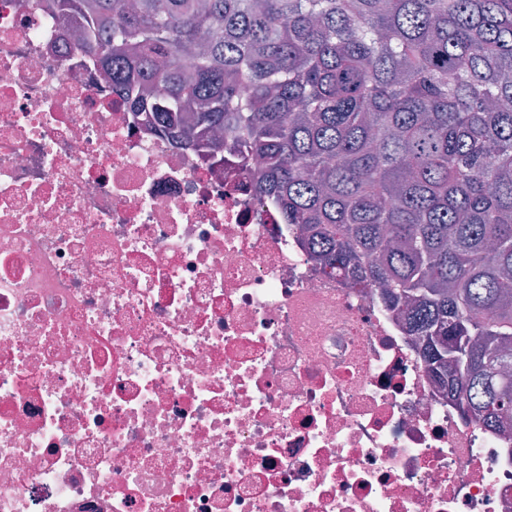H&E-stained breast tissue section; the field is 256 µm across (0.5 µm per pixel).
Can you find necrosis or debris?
<instances>
[{
	"label": "necrosis or debris",
	"mask_w": 512,
	"mask_h": 512,
	"mask_svg": "<svg viewBox=\"0 0 512 512\" xmlns=\"http://www.w3.org/2000/svg\"><path fill=\"white\" fill-rule=\"evenodd\" d=\"M52 2L0 0V512H512V421Z\"/></svg>",
	"instance_id": "obj_1"
}]
</instances>
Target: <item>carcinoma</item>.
Masks as SVG:
<instances>
[{
	"instance_id": "1",
	"label": "carcinoma",
	"mask_w": 512,
	"mask_h": 512,
	"mask_svg": "<svg viewBox=\"0 0 512 512\" xmlns=\"http://www.w3.org/2000/svg\"><path fill=\"white\" fill-rule=\"evenodd\" d=\"M54 9L130 109L208 157L231 141L325 267L413 301L465 415L512 418V0Z\"/></svg>"
}]
</instances>
